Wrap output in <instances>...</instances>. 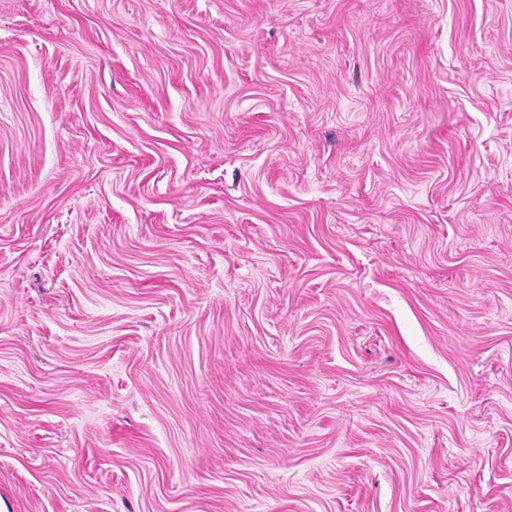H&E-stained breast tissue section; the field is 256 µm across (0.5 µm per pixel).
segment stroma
Wrapping results in <instances>:
<instances>
[{
	"label": "stroma",
	"instance_id": "obj_1",
	"mask_svg": "<svg viewBox=\"0 0 512 512\" xmlns=\"http://www.w3.org/2000/svg\"><path fill=\"white\" fill-rule=\"evenodd\" d=\"M0 512H512V0H0Z\"/></svg>",
	"mask_w": 512,
	"mask_h": 512
}]
</instances>
